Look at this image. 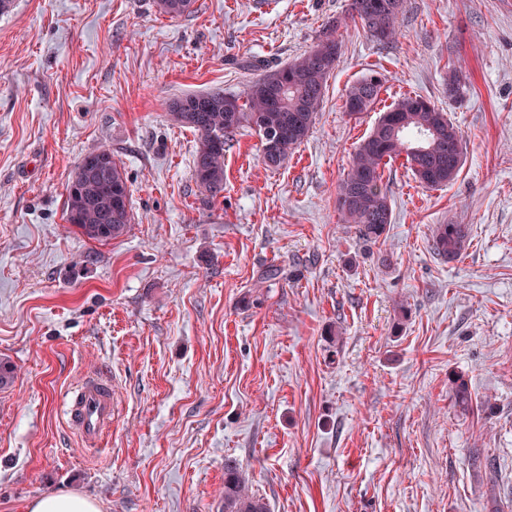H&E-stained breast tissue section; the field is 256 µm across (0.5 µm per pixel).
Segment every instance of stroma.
Listing matches in <instances>:
<instances>
[{
	"label": "stroma",
	"instance_id": "1",
	"mask_svg": "<svg viewBox=\"0 0 512 512\" xmlns=\"http://www.w3.org/2000/svg\"><path fill=\"white\" fill-rule=\"evenodd\" d=\"M350 2L196 0L170 18L154 0H17L0 16V360L16 369L0 389V512L72 491L101 512H222L228 458L271 512L512 499V0H405L388 43L347 20ZM338 18L308 137L271 169L238 130L210 197L170 103L243 94ZM372 72L376 104L348 116ZM405 95L447 112L463 165L427 188L405 157L387 161L392 222L371 244L336 189ZM103 148L132 206L106 244L65 220L73 171ZM439 224L468 231L455 261L431 248ZM90 367L112 381L96 448L62 403ZM454 374L473 412L454 406ZM382 88V80L375 75L363 77L346 94L345 108L350 116L368 111L376 102ZM451 399L454 404L463 412L474 410L472 394L469 390L468 382L462 375L454 374L449 377Z\"/></svg>",
	"mask_w": 512,
	"mask_h": 512
}]
</instances>
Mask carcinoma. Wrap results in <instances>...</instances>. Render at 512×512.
<instances>
[{"mask_svg":"<svg viewBox=\"0 0 512 512\" xmlns=\"http://www.w3.org/2000/svg\"><path fill=\"white\" fill-rule=\"evenodd\" d=\"M194 0H155L159 13L170 17L189 15ZM404 0H351V18L358 19L365 32L379 42L396 35V23ZM336 19L318 39L314 48L288 65L248 86L244 97L222 90L186 95L171 103V112L181 124L197 132V151L192 177L215 197L224 191V145L244 126L255 130L261 144L278 141V156L261 151L262 162L277 168L289 152L308 136L314 115L323 103L327 81L341 56L342 44ZM382 80L363 77L346 94L345 108L356 116L376 102ZM397 128V137L387 134ZM462 147L459 129L447 114L430 101L405 95L382 113L367 137L356 147L350 168L338 185L336 205L343 220L354 225L360 237L376 242L391 224L389 196L383 187L381 164L406 155L414 177L425 187L447 185L462 163L448 164V142ZM107 159L108 175L98 176L76 169L67 185L66 221L89 240L107 242L127 232L131 223L130 189L124 167L112 158V151H99ZM112 209V223L102 213ZM466 228L460 224H439L432 234L436 255L452 261L465 249ZM451 399L464 412L473 410L472 394L463 376L449 377ZM224 512H269L263 499L249 494L239 463L224 462Z\"/></svg>","mask_w":512,"mask_h":512,"instance_id":"carcinoma-1","label":"carcinoma"}]
</instances>
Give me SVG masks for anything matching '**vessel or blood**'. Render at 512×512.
I'll list each match as a JSON object with an SVG mask.
<instances>
[{
  "label": "vessel or blood",
  "mask_w": 512,
  "mask_h": 512,
  "mask_svg": "<svg viewBox=\"0 0 512 512\" xmlns=\"http://www.w3.org/2000/svg\"><path fill=\"white\" fill-rule=\"evenodd\" d=\"M69 424L87 446H95L112 422V381L89 371L65 396Z\"/></svg>",
  "instance_id": "b4317fda"
}]
</instances>
